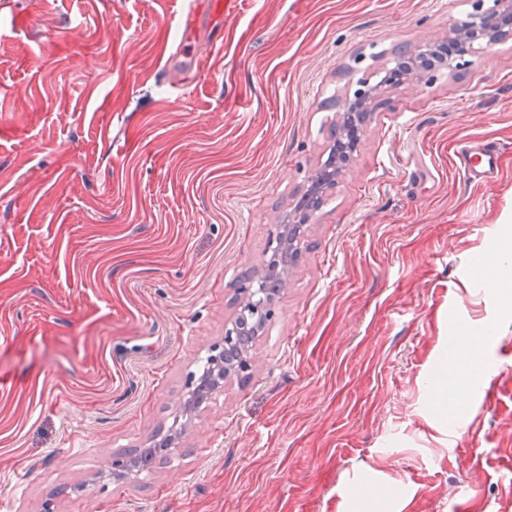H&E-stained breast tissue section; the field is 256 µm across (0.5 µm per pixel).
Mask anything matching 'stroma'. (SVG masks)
Wrapping results in <instances>:
<instances>
[{"label": "stroma", "mask_w": 512, "mask_h": 512, "mask_svg": "<svg viewBox=\"0 0 512 512\" xmlns=\"http://www.w3.org/2000/svg\"><path fill=\"white\" fill-rule=\"evenodd\" d=\"M473 3L242 0L184 84L181 0H0L7 512H512V36L385 90L249 379L175 416L340 105ZM466 140L508 146L485 184L455 165ZM471 326L492 333L462 367ZM442 370L469 389L453 416L430 412ZM171 433L170 463L113 477Z\"/></svg>", "instance_id": "obj_1"}]
</instances>
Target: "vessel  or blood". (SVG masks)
I'll use <instances>...</instances> for the list:
<instances>
[{
  "mask_svg": "<svg viewBox=\"0 0 512 512\" xmlns=\"http://www.w3.org/2000/svg\"><path fill=\"white\" fill-rule=\"evenodd\" d=\"M240 0H182L177 26L181 42L175 58L186 73L199 74L201 64L195 59L192 47L200 30H212L221 17L236 13ZM502 147L497 143L462 142L456 149L458 166L470 183L488 182L498 171L497 159Z\"/></svg>",
  "mask_w": 512,
  "mask_h": 512,
  "instance_id": "obj_1",
  "label": "vessel or blood"
}]
</instances>
